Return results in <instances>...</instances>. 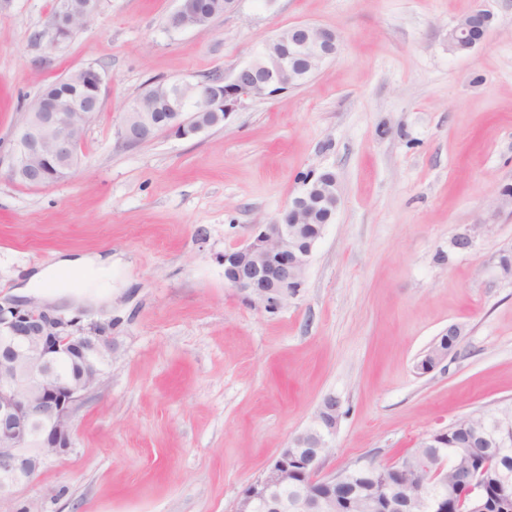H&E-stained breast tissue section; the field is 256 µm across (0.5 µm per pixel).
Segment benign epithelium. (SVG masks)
Returning <instances> with one entry per match:
<instances>
[{"instance_id":"obj_1","label":"benign epithelium","mask_w":512,"mask_h":512,"mask_svg":"<svg viewBox=\"0 0 512 512\" xmlns=\"http://www.w3.org/2000/svg\"><path fill=\"white\" fill-rule=\"evenodd\" d=\"M196 14L194 0H179L169 28L196 29ZM493 20L489 11L475 9L449 32V49L459 54L472 51L488 35ZM285 39L296 47V55L277 48ZM338 52L339 37L326 28L298 24L282 29L249 62L223 77V89L192 84L196 91L191 99L193 111L220 110L227 120L249 100L301 85ZM98 104L97 100L87 106L73 99H36L8 154L12 178L39 187L43 165L48 162L64 164L58 176L68 177L81 141L71 117L76 112L87 114ZM128 112L129 122L123 124L121 137L138 143L140 136H151V116L140 99L132 102ZM172 124V132L181 137L204 130L203 124L183 117L180 110L173 112ZM338 204L336 179L322 178L309 185L277 220L258 225L250 242L224 253V279L229 287L267 311L282 308L302 288L325 228L320 225L303 244L299 224L313 206L333 211ZM109 330L106 324H84L77 316L49 309L0 303V503L12 499L16 489L30 482L47 459L63 457L73 448L74 413L98 387L105 365L112 359ZM76 358L84 361L80 375L71 377L60 370ZM478 414L485 420L473 429L463 457L508 441L507 425L492 409H480ZM340 418L336 397L325 396L309 426L279 449L265 473L243 491L234 512H344L340 496L351 484L350 472L361 469L370 473L372 465L356 462L337 472H321ZM442 471L441 466L427 470L425 478L413 487L411 476L395 469L377 485L367 507L373 512L420 508L435 485L442 491L431 504L432 512H448V481L441 477ZM498 485L501 492L494 495L481 480L469 482L462 494L464 512H512V498L505 495L512 476H499ZM290 487L297 490L292 500L281 495Z\"/></svg>"}]
</instances>
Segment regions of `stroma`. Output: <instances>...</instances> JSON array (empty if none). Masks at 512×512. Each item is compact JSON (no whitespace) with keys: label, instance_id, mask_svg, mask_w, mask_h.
<instances>
[{"label":"stroma","instance_id":"35a3bbf8","mask_svg":"<svg viewBox=\"0 0 512 512\" xmlns=\"http://www.w3.org/2000/svg\"><path fill=\"white\" fill-rule=\"evenodd\" d=\"M54 0H0V156L45 86L105 75L67 178L25 185L0 166V301L112 325V364L78 408L68 456L0 512H233L324 396L342 417L322 461L403 460L420 437L512 399V0H235L207 31L172 32L177 0H99L68 42ZM477 8L494 25L461 55L448 34ZM336 31L338 56L223 126L129 145L120 128L151 82L246 63L277 30ZM340 203L297 297L270 313L224 281V253L278 218L306 180ZM467 236V249L455 247ZM112 259V293L82 298ZM458 326L440 367L415 368Z\"/></svg>","mask_w":512,"mask_h":512}]
</instances>
